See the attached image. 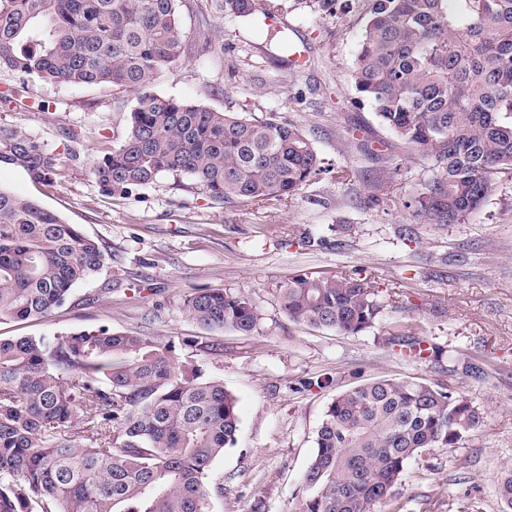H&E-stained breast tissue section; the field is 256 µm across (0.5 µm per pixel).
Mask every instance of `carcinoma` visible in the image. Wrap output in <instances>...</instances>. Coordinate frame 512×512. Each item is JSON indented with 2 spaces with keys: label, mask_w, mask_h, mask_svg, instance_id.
Instances as JSON below:
<instances>
[{
  "label": "carcinoma",
  "mask_w": 512,
  "mask_h": 512,
  "mask_svg": "<svg viewBox=\"0 0 512 512\" xmlns=\"http://www.w3.org/2000/svg\"><path fill=\"white\" fill-rule=\"evenodd\" d=\"M224 15L272 19L278 0H222ZM178 0H0V67L44 83L137 93L126 136L96 162L126 197L165 176L215 202L289 199L326 172L309 137L153 92L183 52ZM351 80L355 103L431 162L401 205L420 224H463L512 170V0H370ZM11 160L45 178L57 155L1 125ZM367 201L392 202L383 179ZM110 256L76 224L0 189V320L46 318ZM292 322L358 335L389 302L365 271L295 274L278 288ZM183 311L207 331L251 334L246 296L196 288ZM409 360L453 357L414 329L387 338ZM484 412L427 379L379 378L336 394L314 436L297 512H372L418 456L458 448ZM237 400L171 342L107 326L53 339L0 338V512H211L213 461L236 445ZM512 512V466L496 486Z\"/></svg>",
  "instance_id": "1"
}]
</instances>
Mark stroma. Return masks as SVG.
Segmentation results:
<instances>
[{
    "label": "stroma",
    "mask_w": 512,
    "mask_h": 512,
    "mask_svg": "<svg viewBox=\"0 0 512 512\" xmlns=\"http://www.w3.org/2000/svg\"><path fill=\"white\" fill-rule=\"evenodd\" d=\"M321 18L282 0L266 21L227 17L216 0H181L184 52L157 93L206 107L277 114L300 125L330 170L291 199L259 204L213 202L180 189L172 177L125 197L102 193L91 170L126 132L134 93L43 83L0 69V124L17 128L61 158L62 177L45 184L6 158L0 187L40 202L101 242L112 259L69 301L33 321L0 320V336L48 339L106 325L179 345H199L208 376L237 399V444L216 458L212 512H295L313 438L337 393L379 376L448 384L484 409L481 426L457 448L413 460L396 490L399 512H459L465 496L481 512H498L495 486L512 464V173L497 178L483 208L466 223L414 224L403 207L364 204L369 182L387 178L397 198L413 193L429 163L355 105L353 69L367 0H338ZM351 174L349 190L333 168ZM414 224L411 239L399 228ZM372 273L387 308L376 327L351 336L288 320L277 287L306 273L333 277ZM196 288L250 297L258 332H209L189 319L183 300ZM418 339L479 355L483 374L469 376L448 360L412 361L383 343L395 325Z\"/></svg>",
    "instance_id": "35a3bbf8"
}]
</instances>
